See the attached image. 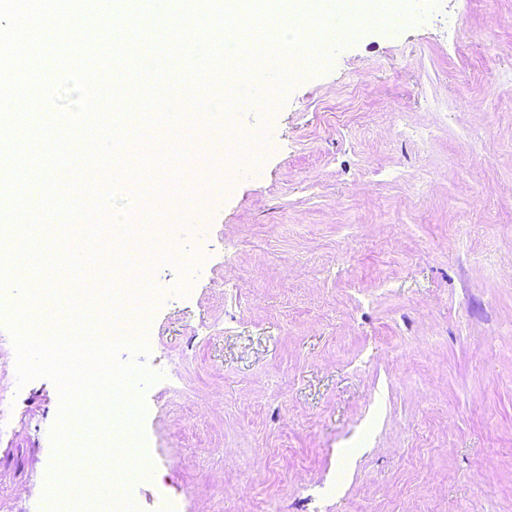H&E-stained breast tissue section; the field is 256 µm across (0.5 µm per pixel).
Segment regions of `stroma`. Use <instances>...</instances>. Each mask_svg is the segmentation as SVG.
<instances>
[{
    "label": "stroma",
    "instance_id": "obj_1",
    "mask_svg": "<svg viewBox=\"0 0 512 512\" xmlns=\"http://www.w3.org/2000/svg\"><path fill=\"white\" fill-rule=\"evenodd\" d=\"M416 20L331 41L290 68L273 109L230 113L258 136L225 177L216 135L155 125L157 194L118 206L154 254L138 387L150 477L188 512H512V0H381ZM177 152L179 165L165 161ZM178 173V196L166 180ZM92 262L84 286L138 283ZM33 331L66 309L29 301ZM0 512H44L55 383L19 384L0 351Z\"/></svg>",
    "mask_w": 512,
    "mask_h": 512
}]
</instances>
